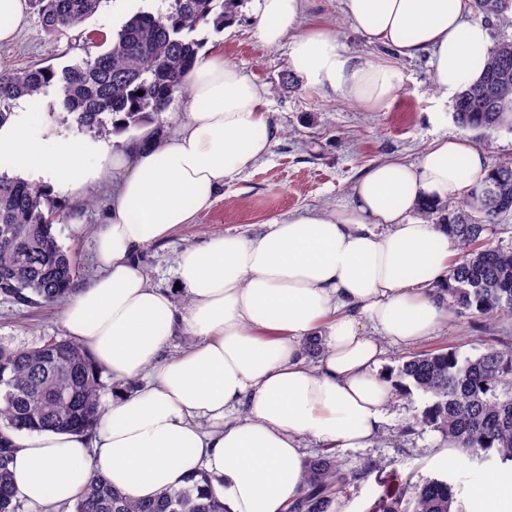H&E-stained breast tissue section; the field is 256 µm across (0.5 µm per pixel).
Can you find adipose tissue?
<instances>
[{
	"mask_svg": "<svg viewBox=\"0 0 512 512\" xmlns=\"http://www.w3.org/2000/svg\"><path fill=\"white\" fill-rule=\"evenodd\" d=\"M355 30L399 56L428 54L443 97L480 79L490 35L471 0H345ZM302 0H259V39L291 38V68L313 87L376 111L401 91L384 61L348 55L321 28L297 34ZM177 132L144 131L120 148L30 135L26 115L0 126V155L51 195L111 173L99 224L100 276L77 286L63 311L95 365L132 391L113 400L92 433H15L19 497L75 502L92 475L135 500L206 473L225 512H287L300 490L304 450L370 445L385 424L394 380L384 345L413 346L448 320L436 298L458 241L415 210L466 196L489 164L462 137L433 140L414 162L385 160L332 210L274 218L253 234H226L178 255V289L154 285L140 264L151 243L194 223L225 185L268 156L277 127L266 90L235 64L205 55L188 76ZM318 336L324 352L307 357ZM185 346L166 351L175 338ZM475 499L512 512V479L487 474Z\"/></svg>",
	"mask_w": 512,
	"mask_h": 512,
	"instance_id": "1",
	"label": "adipose tissue"
}]
</instances>
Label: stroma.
<instances>
[{"instance_id":"35a3bbf8","label":"stroma","mask_w":512,"mask_h":512,"mask_svg":"<svg viewBox=\"0 0 512 512\" xmlns=\"http://www.w3.org/2000/svg\"><path fill=\"white\" fill-rule=\"evenodd\" d=\"M257 5V0H239L238 20L232 30L218 33L203 26L195 37L268 88L267 109L279 128L277 142L268 157L226 185L223 198L200 213L195 223L179 225L169 238L145 248L141 263L156 285H174L176 258L185 247L227 233L249 235L275 217L346 204L367 167L389 158L417 160L437 138L465 134L476 145H487L489 162L512 161V131L492 130L483 136L465 132L453 119L452 101L441 99L436 91L427 56L409 59L368 43L355 31L343 0H304L297 31L302 34L314 27L323 28L345 53L386 61L398 70L402 91L390 107L377 112L343 103L335 93L316 89L303 76L293 75L288 42L269 46L258 39ZM167 6V0H104L81 25L55 36L45 32L38 13H30L16 41L0 44V68L39 64L62 70L84 57L83 38L87 34L115 35L132 14L154 13ZM27 106L38 117L30 128L35 138L49 141L65 134L95 143L112 141L108 133L78 130L56 90L29 98ZM111 201L112 177L108 174L79 193H66L57 200L70 218L54 223L53 233L76 259L77 283H85L103 270L95 229ZM63 310L60 302L28 307L0 299V345L34 348L51 338H66ZM505 328L512 330V321L493 324L452 314L418 348L452 346L475 355ZM429 401V396L417 390L394 397L387 407L383 436L367 447L342 448L338 454L346 467L373 464L414 481L450 473L452 482L461 487L459 501L467 502L477 480L494 465L460 454L452 464H445L439 454L446 450V442L439 432L420 423Z\"/></svg>"}]
</instances>
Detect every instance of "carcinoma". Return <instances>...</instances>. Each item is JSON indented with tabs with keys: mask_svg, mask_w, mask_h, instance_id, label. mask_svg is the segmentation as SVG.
<instances>
[{
	"mask_svg": "<svg viewBox=\"0 0 512 512\" xmlns=\"http://www.w3.org/2000/svg\"><path fill=\"white\" fill-rule=\"evenodd\" d=\"M46 32L79 26L103 0H32ZM237 0H170L166 11L134 13L105 49L57 72L31 65L0 69V125L6 107L21 97L57 85L62 106L82 131L101 133L138 127L163 112L188 90L187 76L199 60L202 42L192 37L202 25L224 31L236 18ZM478 12L512 20V0H473ZM143 95H137V91ZM455 121L475 131L512 130V40L489 49L482 78L456 95ZM512 212V162H497L454 206L425 202L423 218L451 228L461 252L437 293L458 315L512 319V249L487 243L490 226ZM60 208L41 188L0 174V227L19 239L0 244V296L27 306L67 298L76 264L57 242L52 224ZM396 392L416 389L431 398L421 423L442 434L448 447L481 461L512 467V336H494L477 356L439 348L413 354L397 368ZM106 389L102 372L86 350L71 340L50 338L32 349L0 346V512H19L10 463L12 436L27 431L87 433L98 424ZM371 471L347 469L328 448L306 462L303 492L289 512H334L339 495L365 482ZM201 473L192 484L146 500H132L104 477H91L74 512H224L206 492ZM379 512H462L455 486L435 477L388 491Z\"/></svg>",
	"mask_w": 512,
	"mask_h": 512,
	"instance_id": "cac0c4a2",
	"label": "carcinoma"
}]
</instances>
